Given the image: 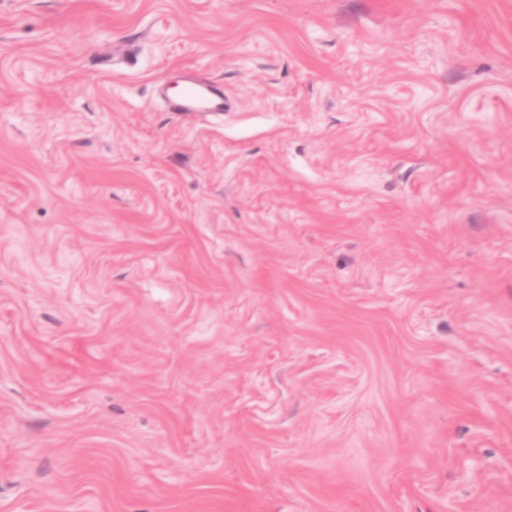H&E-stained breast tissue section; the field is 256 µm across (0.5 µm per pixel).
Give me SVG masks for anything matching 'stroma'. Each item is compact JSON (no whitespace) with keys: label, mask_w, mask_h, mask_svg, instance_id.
<instances>
[{"label":"stroma","mask_w":512,"mask_h":512,"mask_svg":"<svg viewBox=\"0 0 512 512\" xmlns=\"http://www.w3.org/2000/svg\"><path fill=\"white\" fill-rule=\"evenodd\" d=\"M0 512H512V0H0ZM172 112H224V95L213 85L189 83L170 105Z\"/></svg>","instance_id":"stroma-1"}]
</instances>
